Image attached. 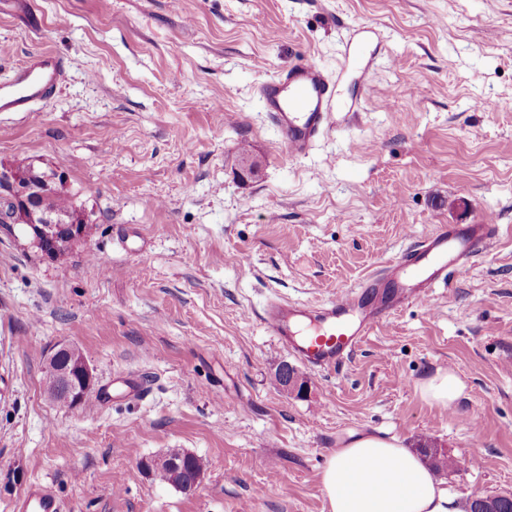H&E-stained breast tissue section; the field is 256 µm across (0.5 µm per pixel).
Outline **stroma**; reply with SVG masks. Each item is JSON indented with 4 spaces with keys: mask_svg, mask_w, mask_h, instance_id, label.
<instances>
[{
    "mask_svg": "<svg viewBox=\"0 0 512 512\" xmlns=\"http://www.w3.org/2000/svg\"><path fill=\"white\" fill-rule=\"evenodd\" d=\"M0 0V79L68 63L33 112H0V162L62 168L89 217L49 259L0 229V512L50 483L63 512H328L320 472L353 436L443 450L460 500L512 496V0ZM336 80L337 127L291 157L256 93L301 57ZM499 234L430 305L409 304L335 370L303 369L267 301L325 302L442 224ZM78 349L94 393L44 378ZM453 369L443 408L419 383ZM188 452L195 492L139 460ZM83 357L82 354L78 350L73 351H62L56 354L54 359L49 362L48 374L46 377V391L50 395V397L56 401L57 403L64 404L67 400L73 402L76 399L80 400V403L85 400V398L89 396L91 388H92V372L84 359H77L74 363L73 369H68L65 371H61L59 373V377L62 382L69 383L73 374L70 373V370H76L78 374H80L84 383H86L87 387L90 390L86 391L83 383L79 382L78 385L73 386L72 391L66 392L64 389H61L55 380L56 371L67 368L72 364L73 359ZM86 398V400H87ZM85 400V401H86Z\"/></svg>",
    "mask_w": 512,
    "mask_h": 512,
    "instance_id": "obj_1",
    "label": "stroma"
}]
</instances>
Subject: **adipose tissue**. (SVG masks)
<instances>
[{
	"label": "adipose tissue",
	"instance_id": "adipose-tissue-1",
	"mask_svg": "<svg viewBox=\"0 0 512 512\" xmlns=\"http://www.w3.org/2000/svg\"><path fill=\"white\" fill-rule=\"evenodd\" d=\"M465 388L452 369L418 386L432 404H454ZM328 512H465L436 472L394 436L362 433L329 456L320 473Z\"/></svg>",
	"mask_w": 512,
	"mask_h": 512
}]
</instances>
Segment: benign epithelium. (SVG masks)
<instances>
[{
	"label": "benign epithelium",
	"instance_id": "7a95c632",
	"mask_svg": "<svg viewBox=\"0 0 512 512\" xmlns=\"http://www.w3.org/2000/svg\"><path fill=\"white\" fill-rule=\"evenodd\" d=\"M66 183L67 175L61 169L53 176L37 173L19 176L9 166H0V206L9 213L7 221L26 227L33 244L42 247V253L49 258L79 239L84 228L71 217L44 209L32 200L37 195L57 192Z\"/></svg>",
	"mask_w": 512,
	"mask_h": 512
}]
</instances>
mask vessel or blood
<instances>
[{"label": "vessel or blood", "instance_id": "b4317fda", "mask_svg": "<svg viewBox=\"0 0 512 512\" xmlns=\"http://www.w3.org/2000/svg\"><path fill=\"white\" fill-rule=\"evenodd\" d=\"M66 61L51 51L30 55L0 82V112H31L50 98L66 76ZM259 99L291 156H305L317 139L337 125L334 84L313 59L259 83ZM492 220L446 225L407 249L385 269L325 304L269 302L266 330L301 363L315 370L341 366L375 328L412 302L427 304L434 288L487 251L497 236ZM15 512H61L50 484L33 483Z\"/></svg>", "mask_w": 512, "mask_h": 512}]
</instances>
